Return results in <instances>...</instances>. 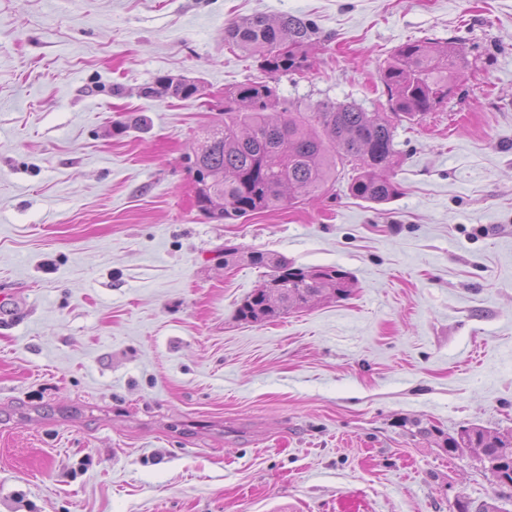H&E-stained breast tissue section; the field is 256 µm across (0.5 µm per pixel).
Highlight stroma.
<instances>
[{"label":"stroma","instance_id":"stroma-1","mask_svg":"<svg viewBox=\"0 0 512 512\" xmlns=\"http://www.w3.org/2000/svg\"><path fill=\"white\" fill-rule=\"evenodd\" d=\"M256 13L321 37L284 106L384 111L395 48L462 47L395 123L401 196L201 215L186 157L261 76L224 42ZM180 76L204 98L141 93ZM228 245L356 286L247 324ZM416 422L512 430V0H0V512H512Z\"/></svg>","mask_w":512,"mask_h":512}]
</instances>
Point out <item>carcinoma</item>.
Segmentation results:
<instances>
[{"label": "carcinoma", "mask_w": 512, "mask_h": 512, "mask_svg": "<svg viewBox=\"0 0 512 512\" xmlns=\"http://www.w3.org/2000/svg\"><path fill=\"white\" fill-rule=\"evenodd\" d=\"M313 21L294 15L262 13L224 28V40L253 57L264 80H250L228 92L224 116L197 140L186 158L193 175L197 204L206 217L223 223L328 191L338 166H351L350 194L382 205L401 194L393 167L395 125L392 113L412 120L440 106L461 82L469 61L456 42L443 47L430 41L407 42L395 49L380 71L390 113L367 112L355 103L324 101L308 112L276 111L272 82L283 75H302L311 67L316 40ZM146 96L189 99L200 86L186 79H160L144 88ZM247 262L269 273L237 309L246 323L281 317L293 308L345 299L352 293L351 274L335 266L296 267L283 256L262 251ZM418 433L433 438L448 455L458 448H477L498 461L497 484L512 490V432L466 426L454 434L431 426Z\"/></svg>", "instance_id": "cac0c4a2"}]
</instances>
